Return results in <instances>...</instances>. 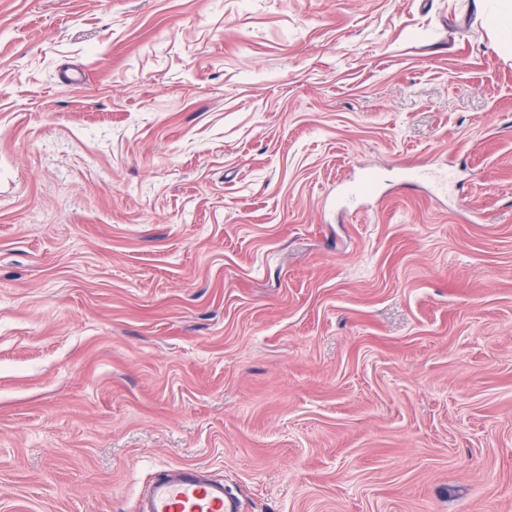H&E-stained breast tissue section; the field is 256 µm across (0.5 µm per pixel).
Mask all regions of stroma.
<instances>
[{
	"instance_id": "35a3bbf8",
	"label": "stroma",
	"mask_w": 512,
	"mask_h": 512,
	"mask_svg": "<svg viewBox=\"0 0 512 512\" xmlns=\"http://www.w3.org/2000/svg\"><path fill=\"white\" fill-rule=\"evenodd\" d=\"M487 12L0 0V512H136L186 463L239 512H512Z\"/></svg>"
}]
</instances>
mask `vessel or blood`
Instances as JSON below:
<instances>
[{
  "label": "vessel or blood",
  "mask_w": 512,
  "mask_h": 512,
  "mask_svg": "<svg viewBox=\"0 0 512 512\" xmlns=\"http://www.w3.org/2000/svg\"><path fill=\"white\" fill-rule=\"evenodd\" d=\"M137 512H237L224 483L207 479L198 466L175 465L143 490Z\"/></svg>",
  "instance_id": "obj_1"
}]
</instances>
